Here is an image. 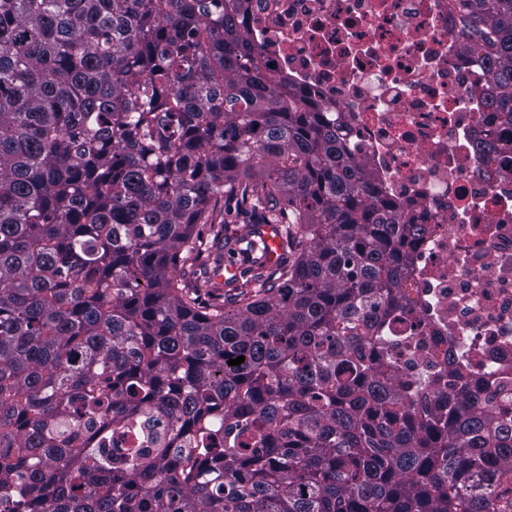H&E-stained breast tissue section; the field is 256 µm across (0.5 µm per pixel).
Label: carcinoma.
Masks as SVG:
<instances>
[{
    "label": "carcinoma",
    "mask_w": 512,
    "mask_h": 512,
    "mask_svg": "<svg viewBox=\"0 0 512 512\" xmlns=\"http://www.w3.org/2000/svg\"><path fill=\"white\" fill-rule=\"evenodd\" d=\"M249 2L0 0V512H512V384L399 373L426 226L252 55ZM463 9L512 171V0ZM242 221L282 255L227 235L223 290ZM262 239L268 247L267 264L274 266L282 254L280 228L278 224H264L261 226Z\"/></svg>",
    "instance_id": "obj_1"
}]
</instances>
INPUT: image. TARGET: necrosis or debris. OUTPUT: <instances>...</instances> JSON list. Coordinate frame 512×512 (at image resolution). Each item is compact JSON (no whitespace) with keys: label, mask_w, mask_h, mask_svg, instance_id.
Returning <instances> with one entry per match:
<instances>
[{"label":"necrosis or debris","mask_w":512,"mask_h":512,"mask_svg":"<svg viewBox=\"0 0 512 512\" xmlns=\"http://www.w3.org/2000/svg\"><path fill=\"white\" fill-rule=\"evenodd\" d=\"M448 0H256L242 26L276 80L316 97L373 187L426 225L404 302L414 362L448 350L478 378L512 375V173L480 155L487 66Z\"/></svg>","instance_id":"1"}]
</instances>
